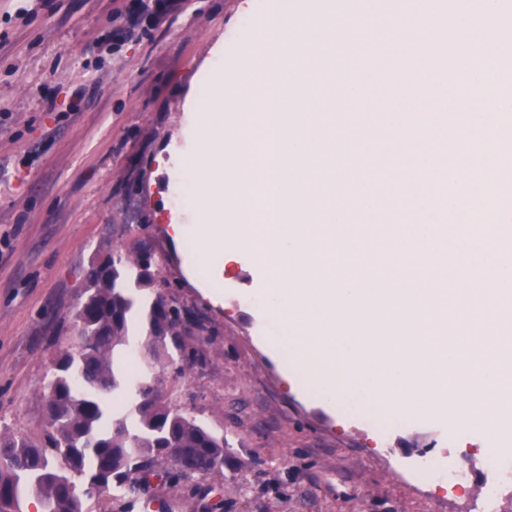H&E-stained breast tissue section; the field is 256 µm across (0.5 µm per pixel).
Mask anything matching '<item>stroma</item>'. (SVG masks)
Segmentation results:
<instances>
[{"instance_id": "obj_1", "label": "stroma", "mask_w": 512, "mask_h": 512, "mask_svg": "<svg viewBox=\"0 0 512 512\" xmlns=\"http://www.w3.org/2000/svg\"><path fill=\"white\" fill-rule=\"evenodd\" d=\"M127 0H0V422L38 429L51 356L92 256L151 245L167 294L187 311L192 354L164 373L167 394L224 432L222 512H458L447 490L416 487L420 456L447 465L453 437L437 415L406 418L381 436L364 416L328 405L268 340L252 269L207 267L199 279L167 234L190 218L176 199L170 149L189 91L229 22L249 26L238 0H184L101 44ZM54 110H47L46 100ZM223 300L208 295L214 281ZM209 480L170 481L149 497L167 512H210Z\"/></svg>"}]
</instances>
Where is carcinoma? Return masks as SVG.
I'll return each mask as SVG.
<instances>
[{
	"label": "carcinoma",
	"instance_id": "1",
	"mask_svg": "<svg viewBox=\"0 0 512 512\" xmlns=\"http://www.w3.org/2000/svg\"><path fill=\"white\" fill-rule=\"evenodd\" d=\"M150 247L108 254L86 271L82 300L71 318L76 342L52 355L41 390L40 430L0 427V512H88L97 496L124 501L157 481L206 479L224 473V434L171 402L156 367L184 372L186 328L179 309L156 287ZM146 360L135 384L119 358L136 346ZM131 393L124 409L106 395Z\"/></svg>",
	"mask_w": 512,
	"mask_h": 512
}]
</instances>
